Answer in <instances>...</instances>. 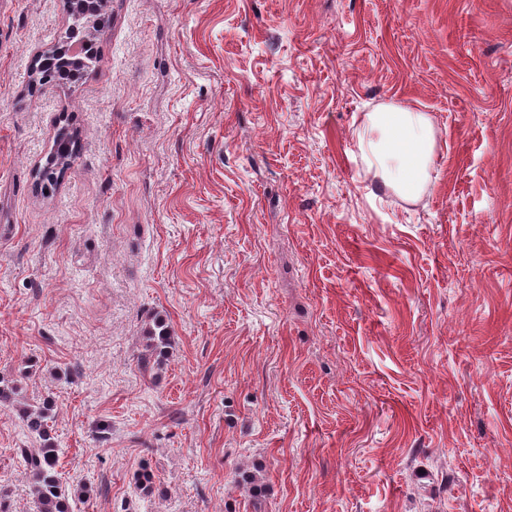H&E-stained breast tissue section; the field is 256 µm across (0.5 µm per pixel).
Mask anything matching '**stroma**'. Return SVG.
<instances>
[{
  "label": "stroma",
  "mask_w": 512,
  "mask_h": 512,
  "mask_svg": "<svg viewBox=\"0 0 512 512\" xmlns=\"http://www.w3.org/2000/svg\"><path fill=\"white\" fill-rule=\"evenodd\" d=\"M102 14L42 87L63 0H0V512H35L48 395L73 512H512V0ZM390 101L437 132L413 202L359 158ZM75 158V150L69 134L56 139L52 150L40 167L39 174L43 180L49 182L57 179V173L62 168L70 165ZM147 334L145 350L140 358L144 366L150 365L152 360L154 363L159 356L167 352L165 349H168L171 345L168 327L160 319L155 320L152 327H149Z\"/></svg>",
  "instance_id": "stroma-1"
}]
</instances>
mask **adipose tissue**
<instances>
[{
  "mask_svg": "<svg viewBox=\"0 0 512 512\" xmlns=\"http://www.w3.org/2000/svg\"><path fill=\"white\" fill-rule=\"evenodd\" d=\"M365 173L406 200H416L429 180L436 133L426 113L390 102L369 112L357 133Z\"/></svg>",
  "mask_w": 512,
  "mask_h": 512,
  "instance_id": "ef3b65f1",
  "label": "adipose tissue"
}]
</instances>
